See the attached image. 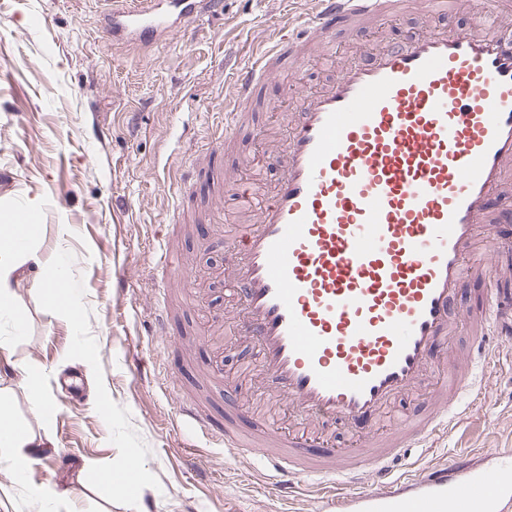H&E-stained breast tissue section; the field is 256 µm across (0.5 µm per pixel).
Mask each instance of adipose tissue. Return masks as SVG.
<instances>
[{"mask_svg": "<svg viewBox=\"0 0 512 512\" xmlns=\"http://www.w3.org/2000/svg\"><path fill=\"white\" fill-rule=\"evenodd\" d=\"M36 237L20 239L18 226L13 221L0 223V315L20 317L21 304L15 293L19 283L30 272H37L36 283L44 301L62 309L68 302L67 279L62 269L43 268L36 249ZM10 387L0 386V459H9L15 471H23L31 461L32 449L51 442L53 417L45 408L50 396H43L34 404L41 425L40 430L20 425L12 412Z\"/></svg>", "mask_w": 512, "mask_h": 512, "instance_id": "obj_1", "label": "adipose tissue"}]
</instances>
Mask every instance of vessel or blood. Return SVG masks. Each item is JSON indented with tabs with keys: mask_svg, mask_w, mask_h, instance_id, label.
<instances>
[{
	"mask_svg": "<svg viewBox=\"0 0 512 512\" xmlns=\"http://www.w3.org/2000/svg\"><path fill=\"white\" fill-rule=\"evenodd\" d=\"M449 0H316L288 41L275 39L233 76L224 122L172 184L200 177L233 186L245 222L234 237L230 335L256 346L254 370L297 426L251 434L237 406L224 426L182 405L209 442L257 452L281 493L315 480L318 502L341 512H504L512 506V451L492 464L437 463L392 477L404 449L451 429L460 394L476 391L474 365L493 359L490 336L512 342V290L472 262L482 235L512 223V0H489L488 21L458 31L415 32L343 66L321 90L300 94L270 158L283 173L258 183L219 159L231 151L265 83L288 62L355 36L415 4L432 14ZM222 0H111L103 26L113 45L135 44L218 13ZM482 282L470 307L463 362L448 358L455 309L467 282ZM428 391L433 408L381 435L377 425L405 395ZM341 425L359 447L329 443ZM385 492L362 486L365 473Z\"/></svg>",
	"mask_w": 512,
	"mask_h": 512,
	"instance_id": "obj_1",
	"label": "vessel or blood"
}]
</instances>
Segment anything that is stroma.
<instances>
[{
    "label": "stroma",
    "instance_id": "35a3bbf8",
    "mask_svg": "<svg viewBox=\"0 0 512 512\" xmlns=\"http://www.w3.org/2000/svg\"><path fill=\"white\" fill-rule=\"evenodd\" d=\"M223 2L222 17L201 18L196 31L116 46L99 29L98 0H0V74L9 76L0 82V217L32 213L43 264L61 265L70 288L62 313L44 304L33 280L22 281L21 321L0 318V340L15 362L42 374V388L15 386L18 418L37 425L34 401L43 389L58 405L44 459L17 475L0 465V512H319L312 479L299 478L303 495L276 497L257 479L260 456L209 445L178 414L182 395L200 399L218 428L228 401L239 405L244 428L274 408L278 427L292 424L288 407L241 377L252 345L211 329L213 316L230 307L212 287L229 278L225 221L234 195L219 202L224 223L182 224L169 177L223 122L235 69L304 23L315 4ZM485 7L467 0L447 15H391L356 40L338 41L331 56L342 67L410 31L463 30ZM335 75L314 58L285 66L226 164L261 159L266 131L283 123L282 88L309 92ZM165 233L191 275L170 283L171 343L146 334L156 296L153 248ZM220 346L236 356L223 390L211 392L205 383ZM493 347L497 356L480 371L479 392L460 401L453 428L409 449V462L424 467L512 448V345ZM131 457L139 464L135 491L109 493L80 480L86 462L117 469ZM38 488L49 497L36 499Z\"/></svg>",
    "mask_w": 512,
    "mask_h": 512
}]
</instances>
